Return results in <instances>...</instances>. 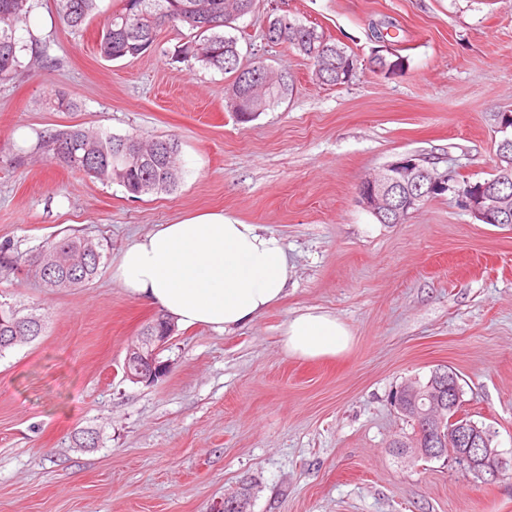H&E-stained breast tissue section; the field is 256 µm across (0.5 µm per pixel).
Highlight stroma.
Returning <instances> with one entry per match:
<instances>
[{"mask_svg":"<svg viewBox=\"0 0 512 512\" xmlns=\"http://www.w3.org/2000/svg\"><path fill=\"white\" fill-rule=\"evenodd\" d=\"M31 5L22 68L0 83V245L83 235L111 263L157 225L221 212L279 238L294 269L287 296L242 329L177 327L159 353L171 371L148 386L122 366L158 311L110 263L59 291L0 263V298L48 315L41 336L0 354V512H211L245 481L251 512H512V476L486 484L444 458L395 455L413 424L391 402L449 367L463 411L512 457V226L479 223L451 193L383 224L356 194L406 155L491 178L512 113V0H257L232 31L241 60L290 74L294 91L247 123L225 106L227 74L172 61L188 29L107 61L97 41L122 0H97L77 31L55 0ZM282 14L354 54L356 78L323 84L268 42ZM381 48L405 71L371 72ZM75 126L175 138L179 187L134 199L36 152L40 135ZM310 309L350 327L347 352L288 355L282 330ZM83 430L96 447H76Z\"/></svg>","mask_w":512,"mask_h":512,"instance_id":"35a3bbf8","label":"stroma"}]
</instances>
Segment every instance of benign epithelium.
<instances>
[{
	"label": "benign epithelium",
	"instance_id": "7a95c632",
	"mask_svg": "<svg viewBox=\"0 0 512 512\" xmlns=\"http://www.w3.org/2000/svg\"><path fill=\"white\" fill-rule=\"evenodd\" d=\"M457 182L453 171L440 172L426 166L419 156L406 155L365 180L358 189L359 202L379 221L399 223L428 199L455 190ZM457 197L461 206L483 224L512 221V200L491 180L476 181L465 191L457 192ZM158 323V333L139 336L127 346L125 379L150 385L168 374L169 367L159 361L158 352L171 340L176 328L168 319ZM400 397L415 406L418 425L447 433L450 440L466 447L467 461L482 479L493 481L503 476L508 459L491 444L481 426L457 411L459 398L454 389L445 394L435 386L423 387L411 379L401 387Z\"/></svg>",
	"mask_w": 512,
	"mask_h": 512
}]
</instances>
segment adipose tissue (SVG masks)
<instances>
[{"label":"adipose tissue","mask_w":512,"mask_h":512,"mask_svg":"<svg viewBox=\"0 0 512 512\" xmlns=\"http://www.w3.org/2000/svg\"><path fill=\"white\" fill-rule=\"evenodd\" d=\"M291 276L276 237L221 212L158 225L125 246L112 268L113 280L133 299L183 326L228 333L280 302ZM352 342L350 328L327 312L300 314L282 333L287 353L301 359L337 356Z\"/></svg>","instance_id":"obj_1"}]
</instances>
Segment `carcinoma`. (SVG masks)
Returning <instances> with one entry per match:
<instances>
[{"label": "carcinoma", "instance_id": "1", "mask_svg": "<svg viewBox=\"0 0 512 512\" xmlns=\"http://www.w3.org/2000/svg\"><path fill=\"white\" fill-rule=\"evenodd\" d=\"M29 0H0V81L9 80L20 68L17 37L18 24L27 20ZM255 0H123L121 9L112 13L97 42L101 58L114 61L135 59L150 51L156 33L163 27H186L191 36L175 49V58L190 65L199 64L233 76L225 89L226 107L242 121L274 108L293 91V80L284 76L271 84L264 96L246 97L245 78L259 75L264 62L242 65L237 38L224 34L240 18L252 12ZM97 0H58L63 22L77 30L93 15ZM268 39L285 44L308 60L319 80L327 85L345 83L344 64L353 54L327 39L317 28L303 25L286 16L269 22ZM142 140L100 131L72 127L48 133L38 141L45 157L63 167L117 184L133 198L176 189L182 177L178 141L172 138L151 140L152 151H138ZM495 175L509 171L501 184L512 192V146L498 143ZM106 248L100 242L64 235L48 238L35 251L19 253L14 263L34 272L45 288L51 290L82 288L104 266ZM42 331V319L25 313L9 302L0 301V352L28 342ZM240 512H250L253 498L251 485L244 483L231 495Z\"/></svg>", "mask_w": 512, "mask_h": 512}]
</instances>
